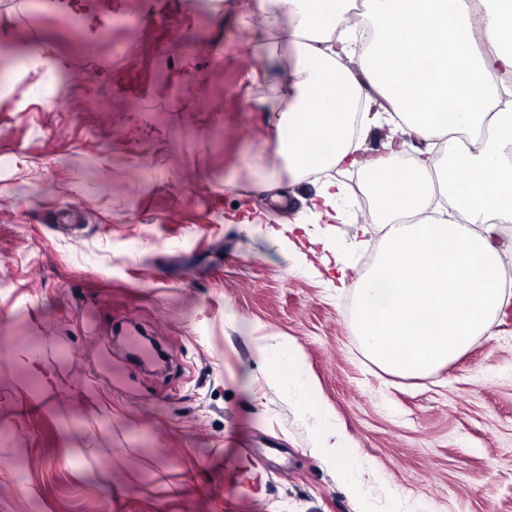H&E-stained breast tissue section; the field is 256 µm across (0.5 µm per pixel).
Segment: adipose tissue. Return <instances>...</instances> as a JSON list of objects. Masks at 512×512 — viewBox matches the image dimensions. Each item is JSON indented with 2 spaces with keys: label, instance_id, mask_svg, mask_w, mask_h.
<instances>
[{
  "label": "adipose tissue",
  "instance_id": "ef3b65f1",
  "mask_svg": "<svg viewBox=\"0 0 512 512\" xmlns=\"http://www.w3.org/2000/svg\"><path fill=\"white\" fill-rule=\"evenodd\" d=\"M259 0V24L291 54L268 100L284 135V168H307L311 141L334 143L328 165L364 171L382 244L354 288L362 347L414 376L453 361L512 311L503 286L512 223V0ZM383 130L379 148L361 155ZM463 223L449 222V212ZM359 224L347 244L371 242Z\"/></svg>",
  "mask_w": 512,
  "mask_h": 512
}]
</instances>
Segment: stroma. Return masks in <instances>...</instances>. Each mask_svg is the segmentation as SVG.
<instances>
[{"label": "stroma", "instance_id": "stroma-1", "mask_svg": "<svg viewBox=\"0 0 512 512\" xmlns=\"http://www.w3.org/2000/svg\"><path fill=\"white\" fill-rule=\"evenodd\" d=\"M256 9L0 0V512H512V314L419 376L368 356L310 250L344 247L366 182L275 171ZM328 180L344 221L312 206ZM292 347L312 389L268 382Z\"/></svg>", "mask_w": 512, "mask_h": 512}]
</instances>
